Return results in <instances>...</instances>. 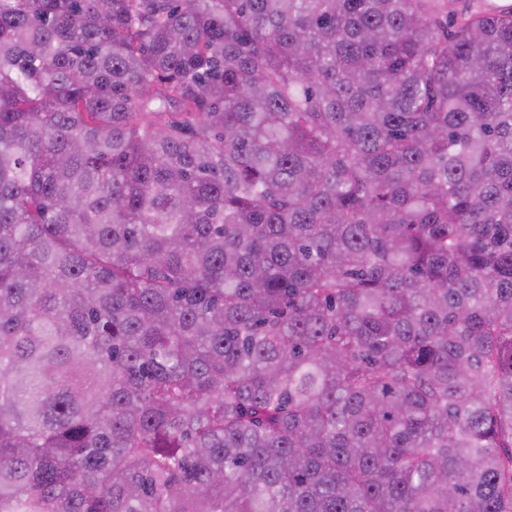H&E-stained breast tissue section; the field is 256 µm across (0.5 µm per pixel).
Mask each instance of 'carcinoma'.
Returning a JSON list of instances; mask_svg holds the SVG:
<instances>
[{
  "instance_id": "cac0c4a2",
  "label": "carcinoma",
  "mask_w": 512,
  "mask_h": 512,
  "mask_svg": "<svg viewBox=\"0 0 512 512\" xmlns=\"http://www.w3.org/2000/svg\"><path fill=\"white\" fill-rule=\"evenodd\" d=\"M0 0V512H512V11Z\"/></svg>"
}]
</instances>
